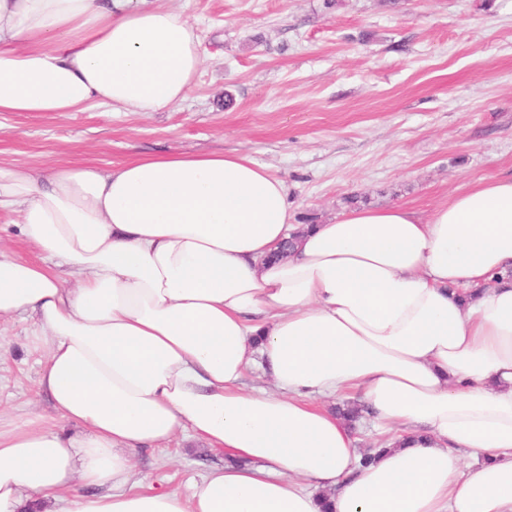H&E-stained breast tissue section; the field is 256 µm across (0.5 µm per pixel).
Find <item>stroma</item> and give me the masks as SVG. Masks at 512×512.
<instances>
[{"instance_id":"obj_1","label":"stroma","mask_w":512,"mask_h":512,"mask_svg":"<svg viewBox=\"0 0 512 512\" xmlns=\"http://www.w3.org/2000/svg\"><path fill=\"white\" fill-rule=\"evenodd\" d=\"M182 11L203 62L159 112H0V163L102 169L139 156L244 155L284 181L297 224L358 208L427 215L512 177V0H153ZM25 314L0 319V422L78 434L38 394ZM224 452L177 435L134 454L144 483L183 488Z\"/></svg>"}]
</instances>
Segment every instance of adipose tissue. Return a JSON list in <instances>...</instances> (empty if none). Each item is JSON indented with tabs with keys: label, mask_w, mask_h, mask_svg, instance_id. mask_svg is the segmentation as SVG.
<instances>
[{
	"label": "adipose tissue",
	"mask_w": 512,
	"mask_h": 512,
	"mask_svg": "<svg viewBox=\"0 0 512 512\" xmlns=\"http://www.w3.org/2000/svg\"><path fill=\"white\" fill-rule=\"evenodd\" d=\"M201 62L149 0H0V112L165 110ZM1 212L42 260L0 251V316H34L38 383L81 433L0 426V512H512V178L297 225L241 155L0 165ZM255 358L274 392L242 388ZM341 392L392 434L369 467L317 403ZM180 433L230 464L141 487L134 452Z\"/></svg>",
	"instance_id": "adipose-tissue-1"
}]
</instances>
